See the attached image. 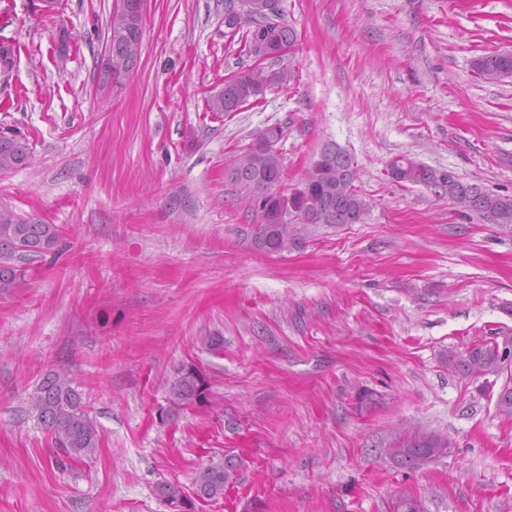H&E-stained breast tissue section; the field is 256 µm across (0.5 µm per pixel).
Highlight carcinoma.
<instances>
[{"label": "carcinoma", "instance_id": "carcinoma-1", "mask_svg": "<svg viewBox=\"0 0 512 512\" xmlns=\"http://www.w3.org/2000/svg\"><path fill=\"white\" fill-rule=\"evenodd\" d=\"M257 6L236 17L232 28L248 25L245 42L249 47L266 43V57L275 58L283 49H292L297 41L295 29L278 12L276 0H255ZM136 20L112 12L108 33L112 35V86L123 85L130 69L137 66L141 40L129 39ZM476 74L489 83L512 79V53L502 52L474 60ZM294 78L290 69H269L262 64L250 66L224 81V88L211 96L208 108L213 113L238 112L260 100L275 85ZM283 136L278 125L254 133L252 143L240 152L228 168L229 180L240 197L260 211L262 223L256 226L255 245L268 253H280L300 243L310 224H357L367 213V203L355 182L357 165L352 156L338 146L324 148L313 160L301 187L289 195L273 194L269 184L282 180L283 166L276 145ZM30 160L29 142L18 135H0V170L26 166ZM388 174L398 183L440 188L448 199L479 214L494 224L512 225V195H500L464 181L458 174L431 168L407 155L394 157ZM60 239L56 224L26 222L7 208H0V293L17 287L25 277L26 262L52 252ZM448 363L465 376H505L497 395V407L512 416V366L500 361L497 341L473 344L460 354L448 355ZM208 385L194 365H184L170 386L169 400L175 409L194 406L207 398ZM30 411L51 435L62 458L55 463L90 457L98 448L100 434L96 422L85 410L81 393L74 387L69 370L49 369L29 395ZM448 436L417 431L399 440L394 456H411L427 448H451ZM234 465L229 461L211 462L195 471L192 494L170 482L157 486V495L170 512H196L197 501L224 496V486Z\"/></svg>", "mask_w": 512, "mask_h": 512}]
</instances>
